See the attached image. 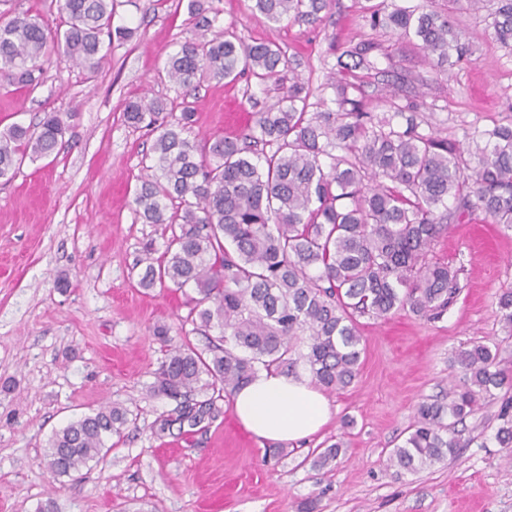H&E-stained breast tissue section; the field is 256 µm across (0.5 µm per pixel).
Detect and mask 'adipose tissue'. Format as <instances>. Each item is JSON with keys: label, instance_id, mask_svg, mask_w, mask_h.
<instances>
[{"label": "adipose tissue", "instance_id": "obj_1", "mask_svg": "<svg viewBox=\"0 0 512 512\" xmlns=\"http://www.w3.org/2000/svg\"><path fill=\"white\" fill-rule=\"evenodd\" d=\"M233 413L253 436L276 442L313 437L329 422L327 398L307 372L260 371L232 396Z\"/></svg>", "mask_w": 512, "mask_h": 512}]
</instances>
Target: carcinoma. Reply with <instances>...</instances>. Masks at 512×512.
Segmentation results:
<instances>
[{"mask_svg":"<svg viewBox=\"0 0 512 512\" xmlns=\"http://www.w3.org/2000/svg\"><path fill=\"white\" fill-rule=\"evenodd\" d=\"M266 21H316L330 0H252ZM493 13L497 41L512 43V0ZM62 25L37 15L0 11V76L14 84L40 82L37 59L48 48L96 73L108 52L102 36L126 39L133 31L113 26L115 0H59ZM194 38L163 66L170 81L194 89L206 78H256L278 82L292 71L285 51L271 42L247 43L229 28L215 31L220 10L190 0ZM371 26L421 42L436 64L470 55L449 13L424 2L367 8ZM372 43L349 46L337 56V74L373 67ZM337 98L310 111L311 93L297 76L279 85L281 95L253 113L248 132L217 136L203 148L184 133L197 108L183 104L166 120L164 101L142 96L126 103L123 116L154 135L155 163L133 198L145 224L171 231L164 251L145 247L139 284L191 286L186 322L205 337L204 348L185 339L170 346L150 393L176 402L173 425L190 433L223 414L221 402L261 370L296 373L303 362L325 390L339 391L358 377L361 336L356 317H383L409 309L438 319L457 292V271L427 256L445 222L459 223L479 211L512 230V124L480 133L466 151L419 131L413 101L396 107L405 126L379 120L349 96L359 85L331 81ZM67 124L46 112L36 127L13 125L0 133V179L11 180L25 158L51 155ZM474 158L472 174H464ZM501 318L512 335V289L499 295ZM217 329L212 338L209 331ZM498 351L475 344L456 354L464 377L448 403L424 400L408 435L392 449L396 472L415 473L455 454L454 425L479 401L505 395L495 440L512 447V369ZM130 411L112 404L84 413L52 433L43 463L55 478L74 479L105 458L114 435L131 422Z\"/></svg>","mask_w":512,"mask_h":512,"instance_id":"1","label":"carcinoma"}]
</instances>
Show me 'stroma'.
<instances>
[{"label":"stroma","mask_w":512,"mask_h":512,"mask_svg":"<svg viewBox=\"0 0 512 512\" xmlns=\"http://www.w3.org/2000/svg\"><path fill=\"white\" fill-rule=\"evenodd\" d=\"M368 0H332L314 22L269 23L252 0H214L219 27L246 42H272L308 82L311 103L332 99L329 76L342 48L375 44L363 72L368 111L391 116L392 75L412 78L423 133L468 145L475 132L512 123V46L493 35L497 0L482 10L466 0L450 16L472 60L431 67L414 42L371 27ZM114 25L135 28L112 41L97 74L47 52L40 84L21 89L0 78V131L61 113L68 130L48 157L24 161L0 180V512H37L54 493L58 512H512V450L495 440L499 402L479 403L457 425L460 446L445 462L397 474L389 462L426 399L447 400L462 378L456 351L498 347L512 368V337L498 296L512 288V230L477 213L449 225L432 256L458 269L459 294L438 319L396 310L361 316L362 364L349 387L328 393L329 423L312 439L268 456V441L223 415L188 435L159 434L175 404L149 386L165 356L154 329L181 342L193 288H141L136 262L145 243L163 250L159 224L138 219L132 203L152 165L151 138L129 127L128 99L180 103L181 88L162 73L168 55L192 36L185 0H117ZM276 84L204 79L194 92L197 144L243 132L255 107L276 101ZM119 402L135 417L107 457L82 479H57L42 463L49 436L82 414ZM342 448L325 468L313 451Z\"/></svg>","instance_id":"obj_1"}]
</instances>
